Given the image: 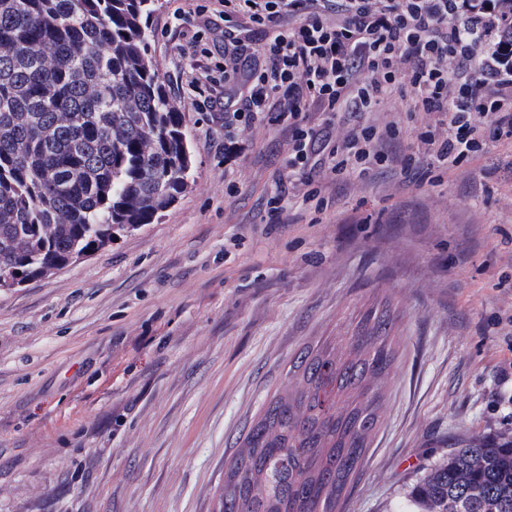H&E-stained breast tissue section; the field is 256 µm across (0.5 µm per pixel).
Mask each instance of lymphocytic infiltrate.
<instances>
[{
    "label": "lymphocytic infiltrate",
    "instance_id": "obj_1",
    "mask_svg": "<svg viewBox=\"0 0 512 512\" xmlns=\"http://www.w3.org/2000/svg\"><path fill=\"white\" fill-rule=\"evenodd\" d=\"M224 127L288 131V183L323 212L322 182L389 170L436 184L512 148V0H223ZM258 30L256 48L240 31ZM406 99L403 131L377 121ZM405 101L399 98L392 99L388 104L383 107L380 117L385 120L399 119L400 125L406 127L407 125L417 124L419 122L418 112H404Z\"/></svg>",
    "mask_w": 512,
    "mask_h": 512
}]
</instances>
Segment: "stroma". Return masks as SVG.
<instances>
[{
	"label": "stroma",
	"instance_id": "1",
	"mask_svg": "<svg viewBox=\"0 0 512 512\" xmlns=\"http://www.w3.org/2000/svg\"><path fill=\"white\" fill-rule=\"evenodd\" d=\"M150 54L185 115L194 176L159 220L48 277L0 288V512H213L228 464L304 347L387 309L381 426L343 512H400L476 438L512 440V150L421 192L389 172L330 184L319 223L280 124L224 156L214 0H159Z\"/></svg>",
	"mask_w": 512,
	"mask_h": 512
}]
</instances>
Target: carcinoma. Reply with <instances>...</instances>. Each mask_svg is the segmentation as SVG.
<instances>
[{
  "mask_svg": "<svg viewBox=\"0 0 512 512\" xmlns=\"http://www.w3.org/2000/svg\"><path fill=\"white\" fill-rule=\"evenodd\" d=\"M154 0H0V280L39 278L151 224L189 188L184 114L149 55ZM386 312L304 348L231 461L219 512H339L381 424ZM411 512H512V441L473 440Z\"/></svg>",
  "mask_w": 512,
  "mask_h": 512,
  "instance_id": "1",
  "label": "carcinoma"
}]
</instances>
